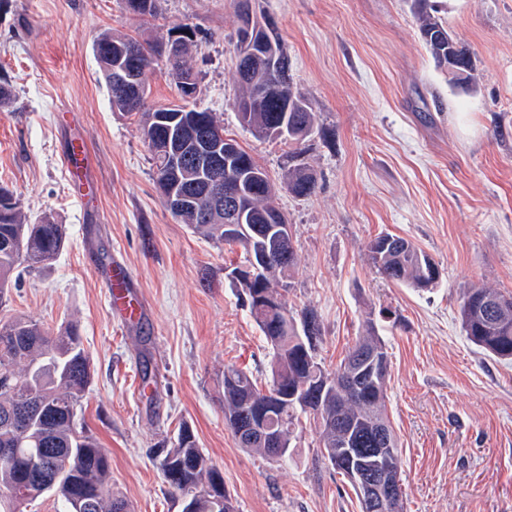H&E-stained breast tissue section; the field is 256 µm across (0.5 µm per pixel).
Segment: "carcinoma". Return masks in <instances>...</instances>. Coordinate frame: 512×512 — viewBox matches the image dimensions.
<instances>
[{
  "instance_id": "1",
  "label": "carcinoma",
  "mask_w": 512,
  "mask_h": 512,
  "mask_svg": "<svg viewBox=\"0 0 512 512\" xmlns=\"http://www.w3.org/2000/svg\"><path fill=\"white\" fill-rule=\"evenodd\" d=\"M410 8L419 22V30L427 50L438 67L448 71L462 89H475L476 61L467 43L458 38L448 23L437 15L431 0H411ZM186 31L175 57L165 65L178 77L175 85L181 100L176 109L153 108L145 100L115 93L109 67L119 62L117 49L107 51L101 43L134 42L139 45L143 69L141 76L159 64L161 42L136 38L110 31L102 32L94 51L109 91L112 111L138 114L142 126L160 114L179 117L181 140L188 142L207 129L224 132L212 113L191 105L197 95L198 78L184 67L183 59L196 47L195 32ZM255 59L249 65L237 62L236 76L240 95L237 113L250 115L242 125L255 136L268 138L270 126L287 114L288 140L301 143L313 133L315 114L291 79L277 80L270 66L272 58L288 62L282 43L275 48L255 44ZM152 155L155 181H162L170 169L167 138H145ZM234 161L245 169L257 172L262 179L251 191L248 205L253 217L261 219L270 229L288 225L286 215L275 202V188L266 170L235 140H227ZM288 191L296 196L314 192L316 181L302 164L288 169L285 176ZM193 229L211 239L232 242L251 252L248 239L231 240L224 236V225L199 222ZM67 227L42 218L34 224L21 222L13 193L0 186V296L10 283L13 271L22 263L46 265L56 260L67 239ZM402 243L394 250L388 240ZM371 259L386 279L420 290L430 289L426 271L432 258L408 240L381 235L369 246ZM293 244L283 247V254L260 267L255 284L270 304L256 302L252 289L243 288L248 296L250 314L272 349L271 384L267 391L257 388L252 377L242 369H224V421L236 435L240 447L269 460L273 451L260 437H251L240 428L247 426L251 413L267 408L281 439L290 442L291 430L302 414H311L319 421L324 452L336 447L341 429L336 422L353 425L364 431L374 419H385V386L367 398L348 394L344 378L352 371V359L358 352L385 350L384 342L370 333L351 348L336 370L327 372L317 361L322 327L318 316L310 310L302 315V329H297L285 303L272 290L271 278H289L294 272ZM478 299L512 303V297L487 288H471L460 304L461 328L474 345L500 359H512V320L506 324L491 323L480 318L472 307ZM25 364V372L16 366ZM333 378L325 394L304 408L287 397L273 399L274 393L290 389L307 395L321 390L323 380ZM91 380L88 357L81 347L77 330L69 325L51 332L41 324L21 317L0 319V448H13L12 458L0 457V512H23L26 504L44 494L57 497L61 512H131L129 502L112 493L109 482L110 463L107 453L95 439L77 424L82 393ZM44 458L49 465L50 486L42 487L31 466L33 456ZM159 468L170 492L178 499L190 497L193 512H234L230 495L224 489V478L199 448L194 434L186 426L179 429L175 443L161 448Z\"/></svg>"
}]
</instances>
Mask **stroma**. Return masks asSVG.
Returning a JSON list of instances; mask_svg holds the SVG:
<instances>
[{"mask_svg": "<svg viewBox=\"0 0 512 512\" xmlns=\"http://www.w3.org/2000/svg\"><path fill=\"white\" fill-rule=\"evenodd\" d=\"M436 2L475 54L476 92L436 67L408 0H255L316 115V133L294 145L256 139L237 119L233 0H160L154 16L117 0H0V77L12 89L0 108V186L24 223L48 215L68 228L52 264L15 270L0 318L77 326L93 369L82 417L133 512H181L155 453L183 425L235 512H361L312 416L279 462L240 448L224 422L225 367L271 380L272 350L227 275L246 253L165 207L142 125L113 112L93 49L109 29L159 39L183 23L197 30L186 61L201 76L197 109L273 180L298 162L316 179L311 195L278 193L296 268L273 285L294 319L318 315L325 369L368 331L384 341L404 512H512V362L473 345L460 321L469 288L512 296V0ZM68 109L72 122H58ZM74 138L92 157L97 191L85 199L61 162ZM386 233L433 259L437 287L383 278L368 245ZM104 255L125 263L145 303L126 327L110 310Z\"/></svg>", "mask_w": 512, "mask_h": 512, "instance_id": "stroma-1", "label": "stroma"}]
</instances>
